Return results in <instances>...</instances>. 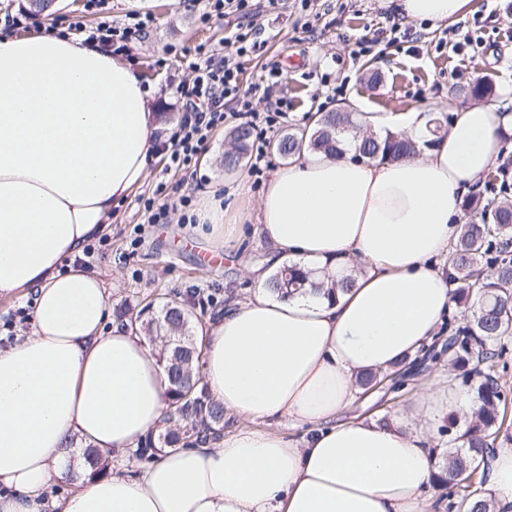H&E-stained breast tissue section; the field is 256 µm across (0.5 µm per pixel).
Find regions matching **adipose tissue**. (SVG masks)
I'll list each match as a JSON object with an SVG mask.
<instances>
[{"instance_id": "1", "label": "adipose tissue", "mask_w": 512, "mask_h": 512, "mask_svg": "<svg viewBox=\"0 0 512 512\" xmlns=\"http://www.w3.org/2000/svg\"><path fill=\"white\" fill-rule=\"evenodd\" d=\"M396 7L448 24L472 0ZM148 95L93 43L50 30L0 38V295H34L31 335L0 349V512H438L430 438L463 406L455 382L422 389L386 422L339 415L361 376L416 354L448 316L440 260L512 112L462 109L428 149L429 113L364 114L362 129L394 128L421 153L369 163L303 153L274 169L258 201L267 263L247 267L251 295L204 333L203 380L237 423L133 472L122 458L158 430L167 377L76 260L146 178L158 127ZM285 265L310 287L274 290ZM290 422L301 437L283 432ZM90 451L113 459L109 474H94ZM58 482L69 494L46 498ZM486 487L496 512H512V448L497 449Z\"/></svg>"}]
</instances>
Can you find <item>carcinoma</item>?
I'll return each mask as SVG.
<instances>
[{
  "label": "carcinoma",
  "instance_id": "obj_1",
  "mask_svg": "<svg viewBox=\"0 0 512 512\" xmlns=\"http://www.w3.org/2000/svg\"><path fill=\"white\" fill-rule=\"evenodd\" d=\"M236 151L224 155V167L234 169L250 145L253 129L239 125L231 131ZM355 142L359 160L396 161L415 154V145L398 133L362 134L355 113L346 110L322 112L312 131H289L274 143L285 158L307 148L327 154H339L348 142ZM512 167L507 156L496 174L486 181L494 196L473 191L463 201L468 220L460 224L459 235L449 256L451 282L455 285V305L472 303L474 311L466 321H448V365L462 371L465 383L474 393L477 408L471 413L463 433L459 422L448 421V444L466 440L467 447L448 452L443 462L448 476H438L437 486L447 490L448 512H490L492 500L483 496L490 463L506 422V387L494 370L507 347L502 339L512 333V200L505 171ZM309 284L306 274L295 266L281 269L273 277L275 288L300 292ZM113 315L139 328L148 339L168 337L157 353L168 381L166 426L141 441L131 456L149 462L159 453L186 448L194 443L216 440L224 435V406L209 394L200 376L205 313L178 301L161 308L148 302L140 309L117 310ZM486 365L482 370L479 365ZM467 474L468 484L453 482Z\"/></svg>",
  "mask_w": 512,
  "mask_h": 512
}]
</instances>
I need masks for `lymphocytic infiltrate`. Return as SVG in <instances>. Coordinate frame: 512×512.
Returning a JSON list of instances; mask_svg holds the SVG:
<instances>
[{
	"label": "lymphocytic infiltrate",
	"mask_w": 512,
	"mask_h": 512,
	"mask_svg": "<svg viewBox=\"0 0 512 512\" xmlns=\"http://www.w3.org/2000/svg\"><path fill=\"white\" fill-rule=\"evenodd\" d=\"M109 0H83L85 13L97 16L96 26L74 25L73 30L85 41L96 44L115 55L128 54L137 37L154 28L152 13L134 11L120 23L113 22ZM233 14L238 18L230 54H219L205 45L194 49L190 74L179 83L176 92L182 116L158 150L164 154L168 169L184 170L206 148L213 132L230 120L249 124L255 131L254 155L250 175L261 172L270 133L288 119V101L278 98L265 111L251 104V89L241 79L239 58L255 53L261 47L259 30L254 20V0H203L198 16L201 24Z\"/></svg>",
	"instance_id": "obj_1"
}]
</instances>
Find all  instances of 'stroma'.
Returning a JSON list of instances; mask_svg holds the SVG:
<instances>
[{
  "label": "stroma",
  "instance_id": "stroma-1",
  "mask_svg": "<svg viewBox=\"0 0 512 512\" xmlns=\"http://www.w3.org/2000/svg\"><path fill=\"white\" fill-rule=\"evenodd\" d=\"M109 6L116 22L132 11L158 19L136 41L131 63L154 110L166 114L159 132L168 134L180 117L176 87L188 73L195 46L228 51L237 19L231 15L203 26L178 0H110ZM395 15L387 0H279L276 7H261L257 22L263 48L243 61L244 82L256 87L271 67L283 70L292 129L305 127L315 113L341 108L360 113L425 107L451 115L467 105L458 95L460 87L481 77L493 80L494 101L512 97V0H473L472 11L447 26L404 20L403 35L396 39L390 33ZM363 36L377 44L367 56L353 57L354 43ZM368 63L381 71L379 82L369 81ZM228 140V128L217 129L187 170H166L162 155H154L144 184L114 211L108 232L89 243L84 262L113 285L110 308L136 305L150 295L164 301L209 298L213 315L228 300L246 295L250 283L241 266L262 262L269 250L257 232L256 201L265 185L249 176L248 165L225 168ZM160 181L174 202L184 195L194 196L200 209L220 202L225 224L238 231L237 237H225L221 264L202 263L199 254L207 242L185 222L183 209L170 208L168 223H148L139 199ZM135 238L140 241L136 247L131 244ZM450 371L447 355H438L402 388L381 390L375 400L355 403L346 413L369 410L390 417L421 387Z\"/></svg>",
  "mask_w": 512,
  "mask_h": 512
}]
</instances>
